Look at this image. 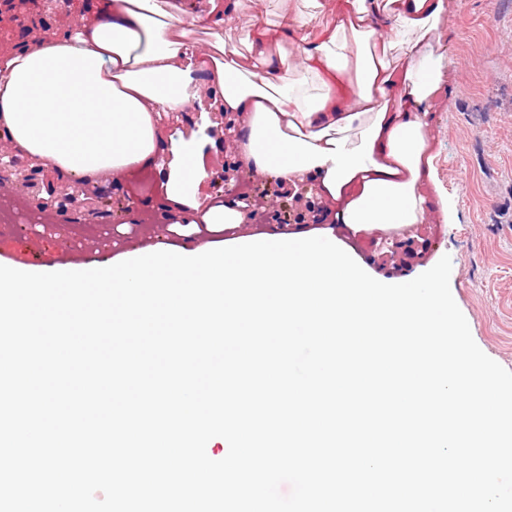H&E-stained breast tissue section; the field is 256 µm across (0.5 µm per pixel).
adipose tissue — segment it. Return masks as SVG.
I'll use <instances>...</instances> for the list:
<instances>
[{"mask_svg": "<svg viewBox=\"0 0 512 512\" xmlns=\"http://www.w3.org/2000/svg\"><path fill=\"white\" fill-rule=\"evenodd\" d=\"M443 8L444 0H303L276 26L257 22L243 51L215 34L223 0H100L65 36L0 50V139L84 182L159 167L168 205L220 236L245 218L201 198L206 134L160 131L192 106L234 112L241 164L313 183L353 234L421 224L432 158L420 114L452 65L436 33ZM196 25L215 36L203 56ZM284 36L299 61L283 72L270 45Z\"/></svg>", "mask_w": 512, "mask_h": 512, "instance_id": "obj_1", "label": "adipose tissue"}]
</instances>
